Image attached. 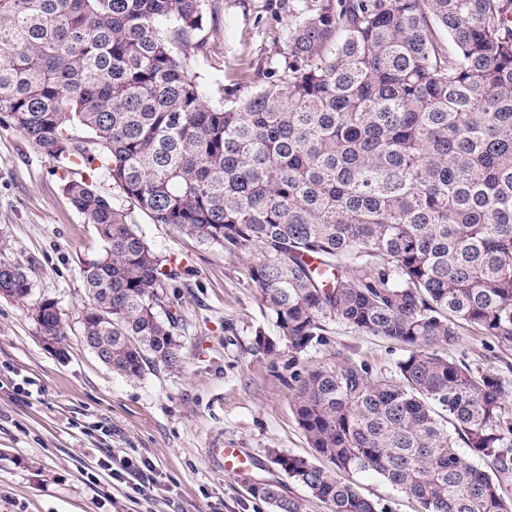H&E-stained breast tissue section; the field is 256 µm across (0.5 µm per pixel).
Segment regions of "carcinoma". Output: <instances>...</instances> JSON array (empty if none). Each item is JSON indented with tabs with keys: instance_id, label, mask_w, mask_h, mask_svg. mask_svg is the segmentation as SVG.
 <instances>
[{
	"instance_id": "carcinoma-1",
	"label": "carcinoma",
	"mask_w": 512,
	"mask_h": 512,
	"mask_svg": "<svg viewBox=\"0 0 512 512\" xmlns=\"http://www.w3.org/2000/svg\"><path fill=\"white\" fill-rule=\"evenodd\" d=\"M203 2L0 0V113L70 174L104 242L83 268V335L129 378L182 363L157 311L176 260L78 166L152 223L250 258L294 352L336 321L403 348L391 380L352 360L299 378L297 422L332 468L270 450L288 480L329 512H393L339 477L359 472L418 512H512L500 378L439 353L467 326L512 347V0H276L284 48L232 105L185 53H206ZM1 288L32 285L0 262ZM31 317L61 340L56 302ZM252 495L301 512L278 482Z\"/></svg>"
}]
</instances>
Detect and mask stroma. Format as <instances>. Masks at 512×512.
Masks as SVG:
<instances>
[{"mask_svg": "<svg viewBox=\"0 0 512 512\" xmlns=\"http://www.w3.org/2000/svg\"><path fill=\"white\" fill-rule=\"evenodd\" d=\"M204 13L199 72L214 98L249 97L283 45L286 15L269 0H217ZM62 174L0 114V262L25 268L30 299L0 297V512H270L248 487L282 483L304 512H327L274 465L270 450L310 456L293 411L298 374L351 359L372 377H392L402 347L333 323L324 342L301 353L280 340L241 259L206 246L140 211L132 219L160 255L180 268L160 293L182 342L180 369L112 372L82 337L89 303L82 265L104 243L61 190ZM57 302L65 358L42 345L30 300ZM275 340L256 350L255 338ZM443 356L495 372L512 407V351L470 330ZM33 394L18 391L23 382ZM218 448L245 452L249 469L224 470ZM150 465L153 490L138 494L124 471L100 474L108 454Z\"/></svg>", "mask_w": 512, "mask_h": 512, "instance_id": "35a3bbf8", "label": "stroma"}]
</instances>
